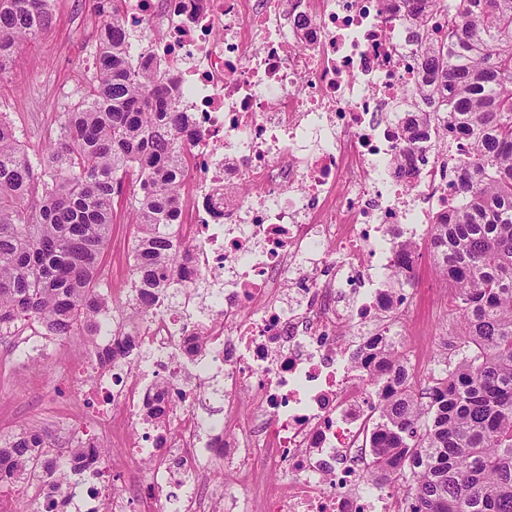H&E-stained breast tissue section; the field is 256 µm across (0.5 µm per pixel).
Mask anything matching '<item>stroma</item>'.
I'll return each mask as SVG.
<instances>
[{"label":"stroma","mask_w":512,"mask_h":512,"mask_svg":"<svg viewBox=\"0 0 512 512\" xmlns=\"http://www.w3.org/2000/svg\"><path fill=\"white\" fill-rule=\"evenodd\" d=\"M93 33L83 0H58L51 29L22 43L12 71L0 79V110L10 113L30 157L43 153L62 112L68 110L65 93L83 95L80 74L93 61L85 50ZM131 232L127 211H118L105 255L103 285L117 304L122 298L114 294L113 284L129 274L119 259ZM414 326L417 334L407 338V348L439 351L448 329L447 300L437 299L432 308L421 307ZM18 342L15 336L0 338V436L5 438L33 422L58 416L53 379L69 368L72 355L83 347L81 337L76 336L61 343L45 361L32 363L12 357Z\"/></svg>","instance_id":"stroma-1"}]
</instances>
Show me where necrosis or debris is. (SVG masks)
Listing matches in <instances>:
<instances>
[{
  "instance_id": "obj_1",
  "label": "necrosis or debris",
  "mask_w": 512,
  "mask_h": 512,
  "mask_svg": "<svg viewBox=\"0 0 512 512\" xmlns=\"http://www.w3.org/2000/svg\"><path fill=\"white\" fill-rule=\"evenodd\" d=\"M124 17L132 58L185 89L169 231L190 251L168 298L84 350L68 407L113 458L71 465L63 492L39 482V506L406 512L408 482L365 478L380 401L363 361L409 324L469 157L443 116L417 122L408 17L388 0H125ZM403 243L413 263L395 288ZM119 343L129 358L100 367Z\"/></svg>"
}]
</instances>
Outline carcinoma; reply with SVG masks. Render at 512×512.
Segmentation results:
<instances>
[{"mask_svg": "<svg viewBox=\"0 0 512 512\" xmlns=\"http://www.w3.org/2000/svg\"><path fill=\"white\" fill-rule=\"evenodd\" d=\"M423 41L418 69L432 112L470 145L463 202L431 235L438 272L455 293L451 331L425 396L387 350L390 373L371 477L399 472L409 512H512V0H396ZM99 24L94 77L33 161L0 119V336L35 324L91 344L121 308L101 291L117 207L132 215L130 283L156 299L187 248L165 233L180 207L177 146L189 119L175 79L134 66L122 12ZM54 0H0V77L21 43L50 27ZM111 456L79 437L60 445L41 429L0 440V489L22 492L65 458Z\"/></svg>", "mask_w": 512, "mask_h": 512, "instance_id": "1", "label": "carcinoma"}]
</instances>
